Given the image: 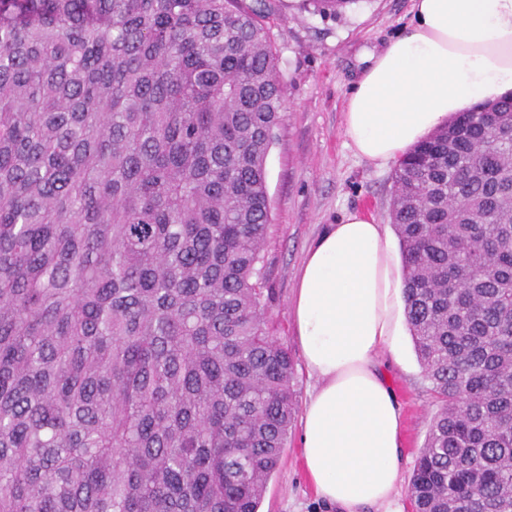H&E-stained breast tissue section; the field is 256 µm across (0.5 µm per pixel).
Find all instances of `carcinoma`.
<instances>
[{
  "label": "carcinoma",
  "instance_id": "carcinoma-1",
  "mask_svg": "<svg viewBox=\"0 0 512 512\" xmlns=\"http://www.w3.org/2000/svg\"><path fill=\"white\" fill-rule=\"evenodd\" d=\"M358 0H302L322 18ZM274 0H0V512H259ZM415 512H512V96L397 161Z\"/></svg>",
  "mask_w": 512,
  "mask_h": 512
}]
</instances>
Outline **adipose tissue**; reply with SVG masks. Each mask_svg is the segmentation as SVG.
Listing matches in <instances>:
<instances>
[{"instance_id": "obj_1", "label": "adipose tissue", "mask_w": 512, "mask_h": 512, "mask_svg": "<svg viewBox=\"0 0 512 512\" xmlns=\"http://www.w3.org/2000/svg\"><path fill=\"white\" fill-rule=\"evenodd\" d=\"M363 62L343 132L357 157L384 166L455 113L512 94V0H413L409 26ZM291 309L318 381L302 416L317 496L341 512H403L401 408L378 360L396 351L404 312L389 226L344 212L307 252Z\"/></svg>"}]
</instances>
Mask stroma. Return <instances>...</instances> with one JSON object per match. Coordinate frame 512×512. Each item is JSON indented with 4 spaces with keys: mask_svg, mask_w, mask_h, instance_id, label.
Instances as JSON below:
<instances>
[{
    "mask_svg": "<svg viewBox=\"0 0 512 512\" xmlns=\"http://www.w3.org/2000/svg\"><path fill=\"white\" fill-rule=\"evenodd\" d=\"M412 0H360L336 18L280 0L268 27L278 55L286 109L267 158L273 222L263 250L269 301L266 330L294 359L293 389L305 406L316 384L304 366L291 301L309 247L341 215L359 209L390 221L393 165L378 168L346 144L342 110L364 51L381 47L409 25ZM383 367L403 413L404 450L397 493L409 505L408 486L438 407L410 336ZM260 512H336L315 494L303 465L301 425L293 423L278 471L268 481Z\"/></svg>",
    "mask_w": 512,
    "mask_h": 512,
    "instance_id": "obj_1",
    "label": "stroma"
}]
</instances>
